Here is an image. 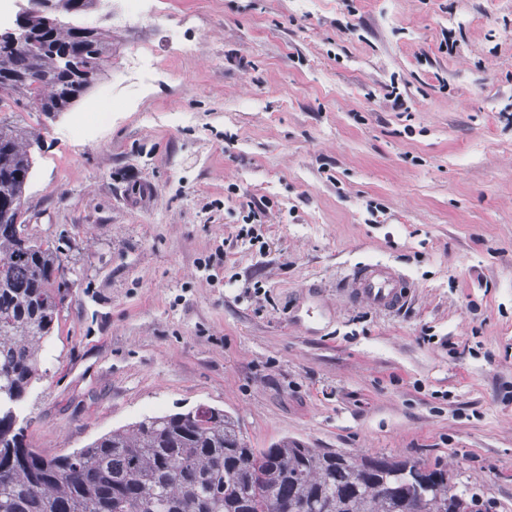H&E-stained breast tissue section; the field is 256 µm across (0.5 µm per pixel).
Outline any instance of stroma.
Segmentation results:
<instances>
[{
  "label": "stroma",
  "mask_w": 512,
  "mask_h": 512,
  "mask_svg": "<svg viewBox=\"0 0 512 512\" xmlns=\"http://www.w3.org/2000/svg\"><path fill=\"white\" fill-rule=\"evenodd\" d=\"M129 12L81 16L112 65L70 111L0 108L42 139L25 219L73 283L16 407L30 446L205 404L253 447L439 464L512 512V0ZM364 262L406 274L404 307L348 301Z\"/></svg>",
  "instance_id": "obj_1"
}]
</instances>
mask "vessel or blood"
<instances>
[{"instance_id":"vessel-or-blood-1","label":"vessel or blood","mask_w":512,"mask_h":512,"mask_svg":"<svg viewBox=\"0 0 512 512\" xmlns=\"http://www.w3.org/2000/svg\"><path fill=\"white\" fill-rule=\"evenodd\" d=\"M349 296L352 301L393 312L409 299L406 278L383 263H367L355 267L351 273Z\"/></svg>"}]
</instances>
